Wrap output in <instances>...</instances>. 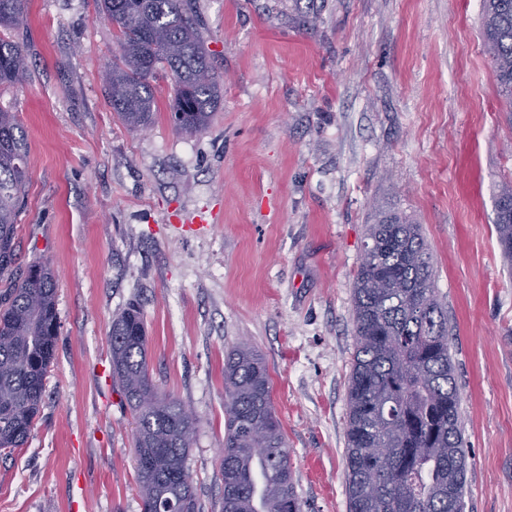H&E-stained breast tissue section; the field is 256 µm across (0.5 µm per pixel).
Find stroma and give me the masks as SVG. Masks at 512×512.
Returning <instances> with one entry per match:
<instances>
[{
    "instance_id": "35a3bbf8",
    "label": "stroma",
    "mask_w": 512,
    "mask_h": 512,
    "mask_svg": "<svg viewBox=\"0 0 512 512\" xmlns=\"http://www.w3.org/2000/svg\"><path fill=\"white\" fill-rule=\"evenodd\" d=\"M224 84L209 125L147 132L104 93L117 46L94 0H28L21 260L58 275L56 356L27 443L0 454V512H142L113 318L147 326L154 384L192 414L201 512L224 489V356L264 358L302 512H348L355 275L383 212L420 224L469 451L463 512H512V265L495 202L512 124L481 0H192ZM79 509H72V500Z\"/></svg>"
}]
</instances>
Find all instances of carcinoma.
Returning <instances> with one entry per match:
<instances>
[{"label":"carcinoma","mask_w":512,"mask_h":512,"mask_svg":"<svg viewBox=\"0 0 512 512\" xmlns=\"http://www.w3.org/2000/svg\"><path fill=\"white\" fill-rule=\"evenodd\" d=\"M112 25L118 56L102 84L131 131L153 124L151 84L172 76L176 131L205 128L222 98L188 0H95ZM26 0H0V87L29 81L20 30ZM481 35L494 49L499 93L511 107L512 0H482ZM27 137L0 108V451L21 448L34 427L55 355L57 279L45 263L20 262L16 219L27 171ZM495 228L512 263V186L495 206ZM354 283L357 347L347 390L349 512H449L466 491L467 453L448 340V314L433 288L434 263L420 225L399 213L369 225ZM144 317L131 307L112 320V379L135 415L136 481L142 512H199L188 456L195 422L158 391L146 361ZM224 501L221 512H301L290 452L264 359L246 343L224 361Z\"/></svg>","instance_id":"cac0c4a2"}]
</instances>
